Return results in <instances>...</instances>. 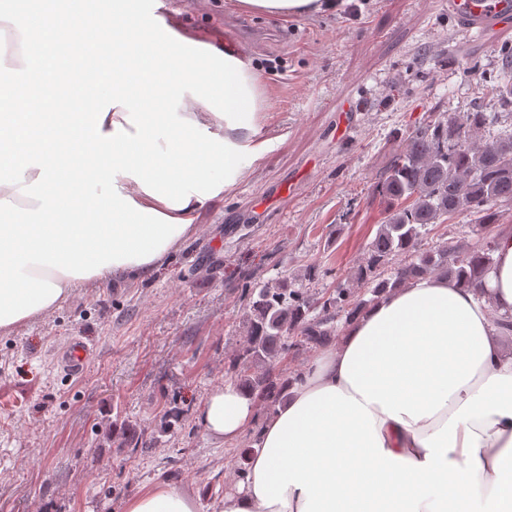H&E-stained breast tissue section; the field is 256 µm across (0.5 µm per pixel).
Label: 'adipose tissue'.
<instances>
[{"instance_id": "adipose-tissue-1", "label": "adipose tissue", "mask_w": 512, "mask_h": 512, "mask_svg": "<svg viewBox=\"0 0 512 512\" xmlns=\"http://www.w3.org/2000/svg\"><path fill=\"white\" fill-rule=\"evenodd\" d=\"M285 18L337 0H235ZM110 95L86 88L99 32L48 56L0 57V334L47 317L75 288L149 277L195 236L202 211L267 154L264 93L244 57L128 21L113 0ZM77 112H43L46 96ZM486 293L438 276L396 289L349 322L262 424L244 482L221 512H512V233L495 237ZM256 401L214 388L198 421L237 438ZM126 512H199L158 484Z\"/></svg>"}]
</instances>
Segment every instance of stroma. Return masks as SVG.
<instances>
[{"label":"stroma","instance_id":"stroma-1","mask_svg":"<svg viewBox=\"0 0 512 512\" xmlns=\"http://www.w3.org/2000/svg\"><path fill=\"white\" fill-rule=\"evenodd\" d=\"M180 2L178 30L196 41L223 46L226 21L249 23L237 48L264 87L276 147L152 276L76 288L50 316L0 335V512H126L161 482L220 512L209 483L237 482L244 441L213 440L198 413L243 343V285L312 265L350 275L385 217L377 185L403 138L438 113L470 111L485 90L465 64L497 55L459 30L444 0H345L287 19L232 0ZM351 100L361 109L339 130ZM504 231L512 202L490 228L464 218L428 239L472 246ZM75 339L93 354L71 377L55 355ZM173 402L189 412L165 432ZM122 420L150 447H119L112 424Z\"/></svg>","mask_w":512,"mask_h":512}]
</instances>
